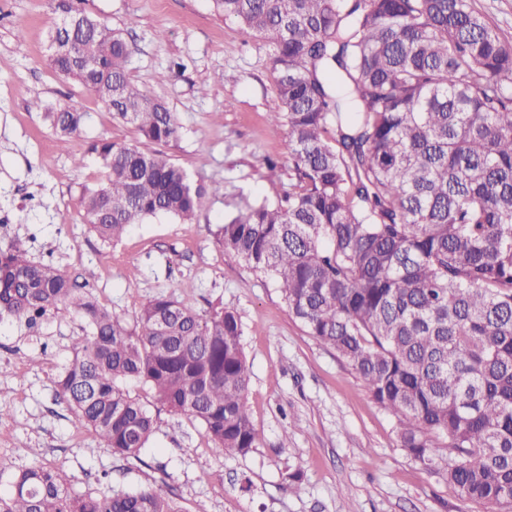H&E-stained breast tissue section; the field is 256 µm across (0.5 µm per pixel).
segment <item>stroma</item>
Wrapping results in <instances>:
<instances>
[{"label": "stroma", "mask_w": 512, "mask_h": 512, "mask_svg": "<svg viewBox=\"0 0 512 512\" xmlns=\"http://www.w3.org/2000/svg\"><path fill=\"white\" fill-rule=\"evenodd\" d=\"M78 7L122 32L132 47L131 79L176 116L179 133L163 152L217 192L191 223L158 216L103 243L81 207L83 189L103 178L91 147L102 139L146 142L50 67L51 0H0V213H10L12 229L0 247L22 244L34 260L89 282L119 313L171 290L197 307L236 312L251 369L247 405L262 440L246 454H222L198 421L163 409L138 457L115 455L92 432L76 430L55 397L54 381L72 359L73 315L61 312L32 330L4 320L0 409L9 418L0 424V491L18 469L44 466L62 469L78 493L173 491L181 512H498L462 499L412 459L396 416L305 332L279 286L216 242L225 213L279 199L297 182L286 131L269 121L278 101L265 41L214 13L211 0H80ZM36 99L85 112L81 133L60 145L32 108Z\"/></svg>", "instance_id": "1"}]
</instances>
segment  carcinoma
Instances as JSON below:
<instances>
[{
    "instance_id": "obj_1",
    "label": "carcinoma",
    "mask_w": 512,
    "mask_h": 512,
    "mask_svg": "<svg viewBox=\"0 0 512 512\" xmlns=\"http://www.w3.org/2000/svg\"><path fill=\"white\" fill-rule=\"evenodd\" d=\"M272 51L293 190L217 225L222 249L271 277L306 333L336 351L373 400L398 418L401 447L459 495L512 512V45L471 0H212ZM50 65L148 141L178 126L135 86L131 46L75 0H51ZM62 143L85 113L52 108ZM104 180L82 207L104 242L168 215L188 223L212 188L159 151L101 140ZM69 309L80 332L55 382L77 429L138 457L155 403L197 420L218 453L261 442L238 315L201 311L175 292L131 316L34 261L0 249V321L29 329ZM0 512H181L153 487L77 494L64 472L34 466Z\"/></svg>"
}]
</instances>
